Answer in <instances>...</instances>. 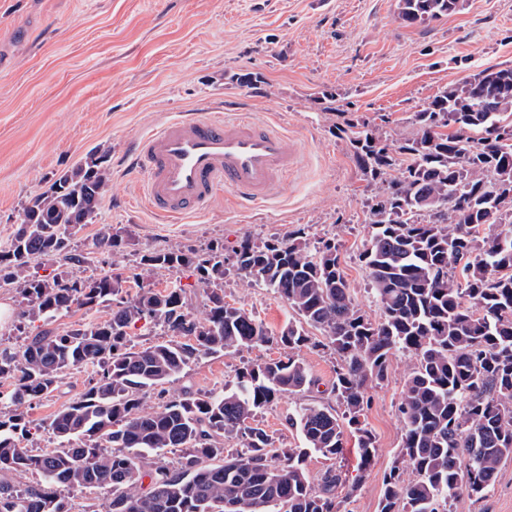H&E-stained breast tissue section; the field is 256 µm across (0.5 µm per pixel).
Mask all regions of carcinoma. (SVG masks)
<instances>
[{
	"label": "carcinoma",
	"instance_id": "carcinoma-1",
	"mask_svg": "<svg viewBox=\"0 0 512 512\" xmlns=\"http://www.w3.org/2000/svg\"><path fill=\"white\" fill-rule=\"evenodd\" d=\"M457 4L399 0L398 16L425 22ZM416 124L396 155L369 128L350 137L366 176L386 184L359 255L377 319L355 303L336 240L310 243L303 228L262 246L246 239L234 251L238 274L298 316L277 334L224 301L219 249L143 256L154 269L193 270L206 297L201 320L182 288L125 296L120 273L40 278L29 273L33 259L87 262L71 240L107 191L105 156L87 157L31 197L0 249V288L19 291L21 316L48 326L74 308L119 305L104 321L41 330L19 353L0 349V380L12 384L0 405V512H72L64 492L90 488L109 489L112 498L84 512H343L336 489L345 475L336 460L345 432L357 438L364 473L377 451L361 420L368 389L387 378L400 352L414 362L398 405L400 460L383 478L380 512H448L459 494L486 496L499 464L512 457V69H485L442 88ZM122 242L107 230L95 248L115 259ZM141 320L166 340L133 349L128 329ZM309 345L336 354V406L299 407L286 424L303 447H280L252 421L278 397L315 387L297 355ZM256 346L283 355L243 367L234 389L145 401L149 389L203 356ZM80 367L98 369L99 378L49 421L58 447L33 454L20 446L30 433L26 409ZM229 439L240 447H225ZM173 449L180 454L169 461ZM313 453L329 461L316 482L306 469ZM18 472L42 481L18 488L8 481Z\"/></svg>",
	"mask_w": 512,
	"mask_h": 512
}]
</instances>
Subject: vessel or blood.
Segmentation results:
<instances>
[{"label":"vessel or blood","instance_id":"vessel-or-blood-1","mask_svg":"<svg viewBox=\"0 0 512 512\" xmlns=\"http://www.w3.org/2000/svg\"><path fill=\"white\" fill-rule=\"evenodd\" d=\"M300 148L274 120L203 107L160 123L132 144L131 170L144 172V196L153 218L177 223L204 213L219 189L244 205L275 198Z\"/></svg>","mask_w":512,"mask_h":512}]
</instances>
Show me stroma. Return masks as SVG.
Listing matches in <instances>:
<instances>
[{"label":"stroma","mask_w":512,"mask_h":512,"mask_svg":"<svg viewBox=\"0 0 512 512\" xmlns=\"http://www.w3.org/2000/svg\"><path fill=\"white\" fill-rule=\"evenodd\" d=\"M508 67L512 0H459L455 13L413 25L399 18L398 0H0V245L30 197L97 150L107 154L112 180L93 223L73 237L88 261L70 267V274L116 270L158 290L180 285L199 318L205 293L189 271L151 268L142 255L218 246L229 258L244 239L271 242L302 227L312 240L337 238L356 303L378 316L358 254L368 237L370 203L384 186L366 180L349 142L352 129L372 127L397 147L415 134V113L438 90ZM248 73L260 75L261 83H240ZM202 102L257 120L278 118L301 147L300 164L268 204L242 208L225 189L203 216L153 223L142 179L127 168L128 147ZM106 228L123 236L116 268L94 247ZM224 299L275 333L296 318L271 290L232 271L224 278ZM0 304L12 311L0 320V349L22 350L37 326L20 317L15 289L0 288ZM278 355L258 346L201 358L146 400L158 406L186 388L221 391L244 363ZM299 356L317 386L280 397L258 416L280 445L302 443L286 425L288 413L304 403L334 401L335 355L305 347ZM411 365L408 356L393 358L386 380L369 391L364 418L377 452L367 474L358 471L355 437L344 439L337 463L346 483L338 495L347 512H379L383 476L400 448L397 407ZM93 375L89 367L72 370L57 391L32 404L33 428L23 446L35 453L56 447L49 419L78 398ZM451 512H512V458L500 463L484 498L455 497Z\"/></svg>","instance_id":"stroma-1"}]
</instances>
